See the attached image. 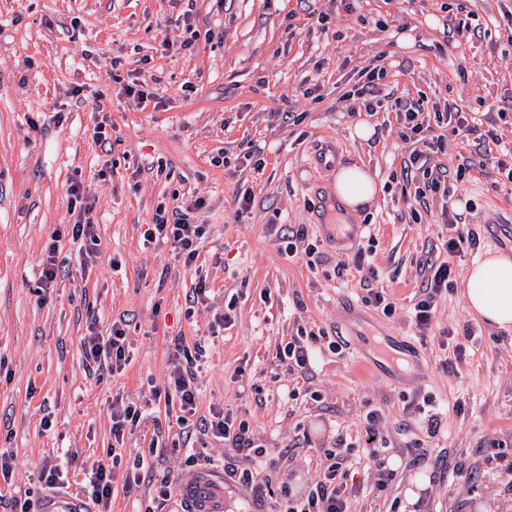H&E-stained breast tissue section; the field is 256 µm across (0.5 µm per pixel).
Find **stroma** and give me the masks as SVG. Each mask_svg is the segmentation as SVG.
<instances>
[{
    "mask_svg": "<svg viewBox=\"0 0 512 512\" xmlns=\"http://www.w3.org/2000/svg\"><path fill=\"white\" fill-rule=\"evenodd\" d=\"M451 19L479 30L448 46ZM179 33L190 49L164 51V36ZM380 64L381 93L498 108L512 99V0H0V452L13 461L11 478H0V512H17L24 499L38 505L49 493L41 475L54 466L68 472L63 494L80 497L85 471L111 465L116 445L123 458L149 454L154 465L139 485L116 480L112 512H183L176 493L157 504L155 486L165 479L176 490L203 472L223 473L224 441L196 431L187 450L171 446L165 388L177 344L204 353L197 418L230 413L272 450L254 473L263 501L228 479L226 512H276L285 477L293 495L307 492L318 479L317 448L358 445L373 408L394 477L377 487L362 462L353 512H512V335L469 313L464 282L487 237L512 253V241L491 232L512 226V181L491 155L486 174L453 186L478 244L456 259L455 286L419 335L408 310L448 230L440 199L419 205L395 179L408 146L394 113L360 110L361 75ZM135 82L149 86L154 103L124 94ZM309 87L317 98L303 96ZM354 107L359 116H350ZM103 119L104 145L94 138ZM363 123L373 129L366 141L355 133ZM333 148L336 168H318L314 156ZM356 164L381 192L350 217L369 226L370 238L342 244L329 230L333 182L337 167ZM75 177L98 222L99 254L45 291L42 255L73 221L67 187ZM246 191L254 201L243 211ZM199 198L206 209L195 268L183 267L171 243L143 248L157 206ZM289 226L305 228L314 266L285 253L280 231ZM370 240L380 272L373 286L396 306L389 316L366 304L361 273L336 276L337 259ZM201 277L209 297L190 302ZM350 305L374 336L409 342L427 369L421 383L400 386L383 368L358 372L350 350H328ZM226 313L232 324L222 330L215 319ZM119 318L130 363L118 374L91 369L81 338ZM301 329L326 337L316 343L312 378L295 381L276 353ZM451 332L467 347L453 367L441 344ZM426 394L448 424L433 439L404 412ZM118 395L144 411L120 444L109 410ZM422 438L430 454L419 461L410 446ZM491 440L500 448L489 460ZM190 451L207 467L187 465Z\"/></svg>",
    "mask_w": 512,
    "mask_h": 512,
    "instance_id": "35a3bbf8",
    "label": "stroma"
}]
</instances>
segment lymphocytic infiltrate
<instances>
[{
	"instance_id": "obj_1",
	"label": "lymphocytic infiltrate",
	"mask_w": 512,
	"mask_h": 512,
	"mask_svg": "<svg viewBox=\"0 0 512 512\" xmlns=\"http://www.w3.org/2000/svg\"><path fill=\"white\" fill-rule=\"evenodd\" d=\"M386 109L395 113L397 122L402 124L403 140L413 145L409 163L401 171V179L409 183L414 181L415 177H422L423 185L415 191L416 197L421 200L430 195L447 198L449 176L461 179L470 171L469 165L464 162L459 163L452 172L440 164L430 165L431 154L444 152L449 138L475 134L486 144L499 140L494 130L481 129L480 125L470 123L461 112L430 113L420 100L406 103L397 98L388 103ZM435 126L441 127L440 135H431L430 130ZM67 193L74 222L69 225L66 237H69L75 248L77 264L85 268L92 265L97 258V226L89 207L84 204L85 190L82 181L73 180L67 188ZM204 206V201L197 199L186 206L173 207L170 213L157 215L153 228L148 229L144 236L145 244L151 245L159 240L171 242L184 266H195L199 257L198 243L203 236V227L193 220L192 214ZM441 214L448 226L446 249L449 257L438 263L429 262L428 276L413 306L411 323L422 335L432 328L439 300L454 288L453 257L473 249L476 245L474 234L465 230L458 213L445 208ZM126 332V324L121 320L113 322L111 327L104 331L89 327L81 340L82 354L86 362L113 373L122 372L130 361ZM316 340L317 337L313 334L303 337L297 335L289 337L288 341L280 346L278 358L289 375L307 379L312 370V344ZM194 380L193 373L183 366L179 355L170 356L167 389L179 403L175 424L182 430L188 429L189 422L196 413ZM380 419L379 410L372 409L366 413L362 451L372 462L376 485L381 488L392 481L394 473L386 468L384 449L376 443L380 435ZM200 431L223 438L225 446L232 453L229 462L224 465L225 474L250 487L254 497H262L264 488L262 484L255 482L250 466L256 459L267 456L269 450L257 443L248 423L235 422L230 415L217 412L201 423ZM323 454L327 463L320 466L319 479L307 496L294 497L289 485L281 486L279 512H352L357 488L349 483L348 455L335 448L324 449Z\"/></svg>"
}]
</instances>
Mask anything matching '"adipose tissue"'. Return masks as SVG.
I'll return each mask as SVG.
<instances>
[{"instance_id":"obj_1","label":"adipose tissue","mask_w":512,"mask_h":512,"mask_svg":"<svg viewBox=\"0 0 512 512\" xmlns=\"http://www.w3.org/2000/svg\"><path fill=\"white\" fill-rule=\"evenodd\" d=\"M337 201L348 212L372 205L378 186L358 165L340 168L334 179ZM465 297L471 314L488 326L512 334V254L488 250L466 270Z\"/></svg>"}]
</instances>
